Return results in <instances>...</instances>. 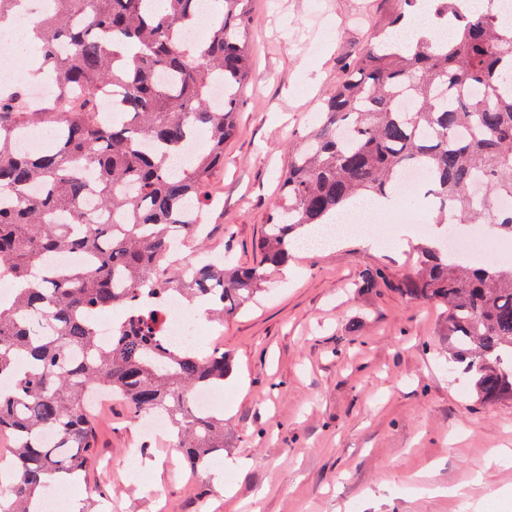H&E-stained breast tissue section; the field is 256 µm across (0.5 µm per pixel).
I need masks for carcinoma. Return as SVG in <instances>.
<instances>
[{
    "label": "carcinoma",
    "mask_w": 512,
    "mask_h": 512,
    "mask_svg": "<svg viewBox=\"0 0 512 512\" xmlns=\"http://www.w3.org/2000/svg\"><path fill=\"white\" fill-rule=\"evenodd\" d=\"M221 2L196 45L185 35L199 24L202 0H55V13L36 26L38 59L56 77L61 101L36 112L19 84L0 94V279L15 289L11 304L0 303V377L12 378L10 389L0 388V433L14 439L0 512H31L52 487L40 475L76 477L97 455L91 387L122 395L135 417L164 414L172 447L194 471L224 453V415L198 413L191 399L199 388L224 387L230 356L171 344L157 293L234 315L266 269L288 261L306 228L336 223L359 196L391 200L411 167L423 172L439 223L489 224L512 237V209L493 205L512 197V27L490 6L430 0L433 39L403 50V21L420 0H399L351 76L289 144L259 262L228 269L201 259L179 269L178 241L205 242V223L190 216L209 207L251 75L250 0ZM107 41L137 51L109 54ZM215 80L224 83L220 106L210 101ZM105 85L121 101L119 122L96 112ZM403 98L414 111H399ZM39 125L51 146L20 150L21 135ZM200 136L208 149L182 157ZM34 182L41 193L31 196ZM67 253L82 263L58 264ZM396 288L447 307L449 357L471 375L478 401H512V265L463 263L429 244ZM108 310L119 319L103 346L95 317ZM47 433L57 441H45Z\"/></svg>",
    "instance_id": "carcinoma-1"
}]
</instances>
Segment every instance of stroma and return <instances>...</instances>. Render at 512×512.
<instances>
[{
    "label": "stroma",
    "mask_w": 512,
    "mask_h": 512,
    "mask_svg": "<svg viewBox=\"0 0 512 512\" xmlns=\"http://www.w3.org/2000/svg\"><path fill=\"white\" fill-rule=\"evenodd\" d=\"M398 0H252L251 77L238 131L211 192L207 249L258 261L256 243L288 145L349 74L358 49ZM424 239L395 211L365 219L341 247L299 249L292 273L271 269L216 342L233 359L224 383V497L169 434L146 437L128 406L94 404L100 460L66 484L81 512H512V401L483 405L471 378L448 362L445 310L396 290ZM380 271L386 286L363 291ZM239 459L247 468L236 467Z\"/></svg>",
    "instance_id": "1"
}]
</instances>
